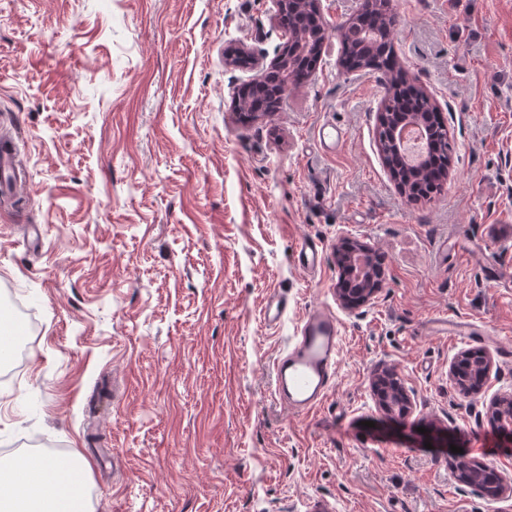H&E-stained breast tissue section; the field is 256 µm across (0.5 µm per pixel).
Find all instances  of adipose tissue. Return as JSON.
<instances>
[{
	"label": "adipose tissue",
	"instance_id": "obj_1",
	"mask_svg": "<svg viewBox=\"0 0 512 512\" xmlns=\"http://www.w3.org/2000/svg\"><path fill=\"white\" fill-rule=\"evenodd\" d=\"M88 473V462L77 456L67 462L17 455L0 465V512H90L81 492Z\"/></svg>",
	"mask_w": 512,
	"mask_h": 512
}]
</instances>
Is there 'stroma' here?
Instances as JSON below:
<instances>
[{
    "mask_svg": "<svg viewBox=\"0 0 512 512\" xmlns=\"http://www.w3.org/2000/svg\"><path fill=\"white\" fill-rule=\"evenodd\" d=\"M270 0H0V133L35 193L0 197V301L36 330L0 362V462L90 464L93 512H512L459 484L424 438L454 434L512 474L482 401L512 390V0H391L398 60L453 131V171L409 201L375 137L379 74L339 66L356 0H321L330 51L278 112L241 122L251 71L228 48L274 55ZM343 146H321L323 125ZM383 252L366 307L336 299V241ZM323 247L316 270L296 246ZM288 293L283 323L264 300ZM342 324L338 378L289 415L274 363L303 314ZM445 314L489 325L483 395L448 379L465 339ZM398 372L414 408L390 421L372 381Z\"/></svg>",
    "mask_w": 512,
    "mask_h": 512,
    "instance_id": "1",
    "label": "stroma"
}]
</instances>
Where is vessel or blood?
I'll return each instance as SVG.
<instances>
[{
  "label": "vessel or blood",
  "mask_w": 512,
  "mask_h": 512,
  "mask_svg": "<svg viewBox=\"0 0 512 512\" xmlns=\"http://www.w3.org/2000/svg\"><path fill=\"white\" fill-rule=\"evenodd\" d=\"M21 159L17 152L0 154V190L30 193L29 185L12 181L14 169ZM300 264L309 270L320 266L323 246L315 239L298 244ZM288 310V300L281 291L267 296L264 315L267 324H279ZM435 329L444 336L477 341L488 339L489 327L474 329L471 323L437 317ZM341 341V324L328 307L316 305L303 315L296 336L289 348L278 358L274 367V393L288 412L304 414L319 405L336 383L337 358Z\"/></svg>",
  "instance_id": "vessel-or-blood-1"
}]
</instances>
